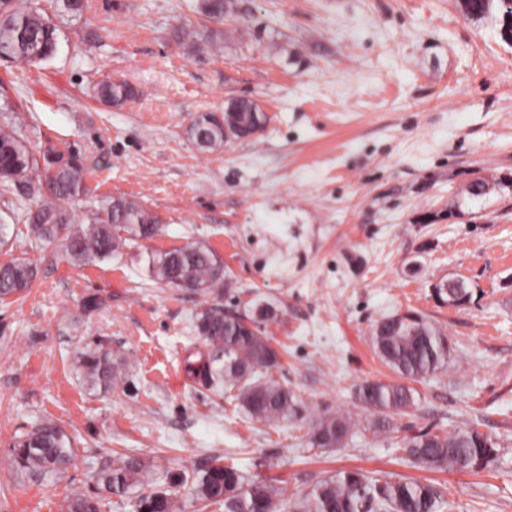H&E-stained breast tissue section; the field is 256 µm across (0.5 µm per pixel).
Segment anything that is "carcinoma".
Returning a JSON list of instances; mask_svg holds the SVG:
<instances>
[{
  "instance_id": "obj_1",
  "label": "carcinoma",
  "mask_w": 512,
  "mask_h": 512,
  "mask_svg": "<svg viewBox=\"0 0 512 512\" xmlns=\"http://www.w3.org/2000/svg\"><path fill=\"white\" fill-rule=\"evenodd\" d=\"M492 0H464L466 13L491 15ZM88 0H55V9L82 16ZM201 11L212 23H224V0H202ZM58 34L53 17L17 0H0V58L33 65L53 57ZM94 95L117 106L135 96L124 83L100 84ZM254 102L234 100V108L218 116L200 114L188 136L204 149L224 146V126L246 124L254 118ZM86 171L77 152L52 147L35 148L11 120L0 122V187L19 189L29 201L26 220L37 241L59 243L63 256L74 266L112 257L128 242L153 239L160 231L158 216L132 199L111 196L81 224L75 206L86 195ZM151 276L172 287L187 285L212 296L224 284V262L208 246L189 242L179 248L147 253ZM37 266L18 256L0 264V301L27 291ZM275 316V308L257 299L250 314L227 312L219 301L207 302L196 316L195 330L207 348L187 365L206 384L235 391L234 400L258 422L293 419L300 414L294 391L268 377L279 363V353L262 331V323ZM372 346L378 358L401 379L422 382L448 364V338L419 314H394L376 325ZM90 391L106 392L121 379V363L102 341L83 348L77 361ZM361 409L370 413L369 430L378 434L402 433L400 450L414 462L443 470L481 471L483 460L493 462L491 438L476 428L398 427L397 418L415 405L414 389L402 383L364 381L356 392ZM353 438V424L343 415H324L316 423L311 442L319 448H339ZM76 455L75 439L51 421L39 422L18 437L10 448V469L33 480L64 473ZM91 480L100 491L120 498L138 489L134 512H182L175 490L152 478L150 463L137 455L121 454L94 470ZM196 500L207 507L224 504L225 512H281V494L266 482H246L232 465L216 464L193 477ZM452 505L431 482L386 480L378 482L357 468L331 476L293 504L290 512H443ZM62 512H102V498L83 493L67 497Z\"/></svg>"
}]
</instances>
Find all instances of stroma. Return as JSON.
Instances as JSON below:
<instances>
[{"label": "stroma", "instance_id": "1", "mask_svg": "<svg viewBox=\"0 0 512 512\" xmlns=\"http://www.w3.org/2000/svg\"><path fill=\"white\" fill-rule=\"evenodd\" d=\"M57 16L51 59H0V103L32 145L81 153L90 192L77 219L107 196L160 218L152 251L207 243L224 262L220 301L245 314L274 305L262 328L284 354L271 378L298 398L297 418L252 420L225 389L186 377L203 350L193 322L202 295L154 281L123 247L82 267L57 245L30 242L26 198L0 191V222L38 276L0 303V512H60L97 495L91 471L117 453L148 458L160 484L215 462L283 489L284 505L359 468L385 481L441 485L452 512H512V45L463 0H232L212 27L198 0H89ZM135 90L117 107L97 83ZM267 115L255 135L205 152L187 130L228 101ZM495 183L474 198L475 179ZM464 282L467 305L437 290ZM413 311L447 336L451 357L416 386L400 424L476 426L497 463L480 472L414 463L394 439L366 430L354 393L396 381L371 334ZM102 340L125 365L112 390H87L76 364ZM327 413L356 436L312 447ZM42 420L77 439L62 476L10 472L15 438Z\"/></svg>", "mask_w": 512, "mask_h": 512}]
</instances>
